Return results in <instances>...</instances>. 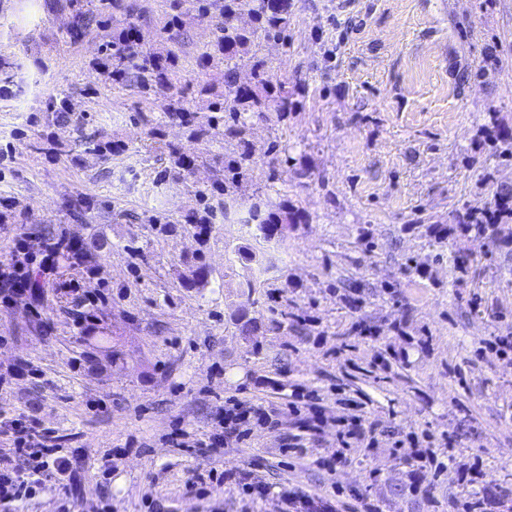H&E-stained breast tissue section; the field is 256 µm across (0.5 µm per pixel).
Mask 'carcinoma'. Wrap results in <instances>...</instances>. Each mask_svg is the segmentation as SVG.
Returning a JSON list of instances; mask_svg holds the SVG:
<instances>
[{"label": "carcinoma", "mask_w": 512, "mask_h": 512, "mask_svg": "<svg viewBox=\"0 0 512 512\" xmlns=\"http://www.w3.org/2000/svg\"><path fill=\"white\" fill-rule=\"evenodd\" d=\"M168 10L160 33L167 35L165 46L153 48L141 41L139 13L132 0H64L61 7L70 15L66 37L76 43L91 30L109 25L114 13L128 17L127 26L112 30V39L102 45L96 67L105 79L119 87L133 89L146 101L162 99V111L180 122L188 138L196 142L222 128L224 139V183L216 190L224 195V221L248 228L251 237L269 242L281 237L285 226L302 224L304 212L285 199L271 209L260 194L242 193L255 162L256 147L251 139L250 118L262 116L269 105L277 106L279 119L288 117L297 102L288 87V78L275 74L262 47L270 42L285 43L293 16V0H192L200 16H210L214 23L213 39L208 51L198 58V66L206 68L216 59L224 61V89L214 84L194 85L183 74L180 46L171 31L181 29L187 12V0H166ZM249 58L250 80L240 82L238 61ZM487 141L495 154L512 160V126L489 113ZM175 163L189 173L197 155L172 149ZM472 234L501 246L512 245V185L500 183L491 201L482 208L463 205L448 215V230H436L438 243L454 232ZM242 336L255 335L258 325L241 310L236 318ZM499 484L495 477L484 481L480 491L463 504V512H487L498 500Z\"/></svg>", "instance_id": "cac0c4a2"}]
</instances>
